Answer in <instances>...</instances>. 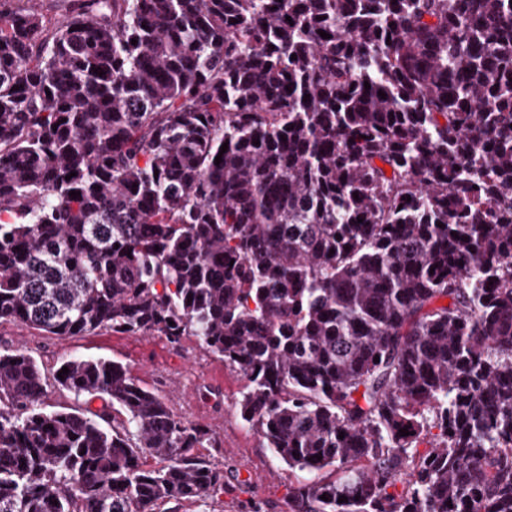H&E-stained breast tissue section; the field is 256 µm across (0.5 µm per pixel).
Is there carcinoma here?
Masks as SVG:
<instances>
[{
  "mask_svg": "<svg viewBox=\"0 0 512 512\" xmlns=\"http://www.w3.org/2000/svg\"><path fill=\"white\" fill-rule=\"evenodd\" d=\"M1 320L196 337L325 472L289 512H512V0H0ZM63 365L101 410L0 352V512L224 492L209 430Z\"/></svg>",
  "mask_w": 512,
  "mask_h": 512,
  "instance_id": "obj_1",
  "label": "carcinoma"
}]
</instances>
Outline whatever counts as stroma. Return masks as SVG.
Segmentation results:
<instances>
[{"label": "stroma", "instance_id": "35a3bbf8", "mask_svg": "<svg viewBox=\"0 0 512 512\" xmlns=\"http://www.w3.org/2000/svg\"><path fill=\"white\" fill-rule=\"evenodd\" d=\"M17 345L29 351L48 382L46 408L78 404L100 409L101 399L74 398L54 377L71 358H105L126 365L174 413L213 432L216 447L201 449L200 454L223 470L224 492L206 505L186 504L176 512H288V492L301 472L278 461L241 421L236 407L242 388L239 376L195 338L175 345L163 336H129L109 329L58 337L13 321L0 322V350Z\"/></svg>", "mask_w": 512, "mask_h": 512}]
</instances>
